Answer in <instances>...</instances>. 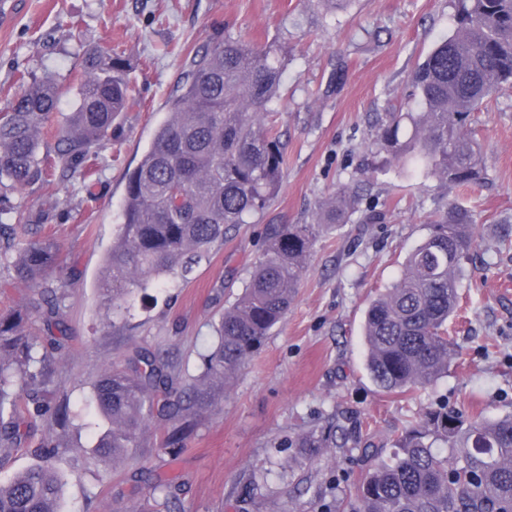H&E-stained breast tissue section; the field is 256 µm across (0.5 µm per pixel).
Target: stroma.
I'll return each mask as SVG.
<instances>
[{
  "label": "stroma",
  "instance_id": "1",
  "mask_svg": "<svg viewBox=\"0 0 512 512\" xmlns=\"http://www.w3.org/2000/svg\"><path fill=\"white\" fill-rule=\"evenodd\" d=\"M453 15V0H345L333 9L320 0H15L0 21V109L22 78L49 74L65 89L60 112H72L84 55L121 52L134 64L137 93L118 118L122 134L102 143L89 175L58 176L14 197L17 231L52 236L61 248L63 269L49 284L65 297L68 336L54 352L55 381L72 409L90 413L101 372L128 369L140 349L173 360L181 383L195 384L215 324L262 256L265 227L315 223L320 203L345 185L354 198L345 223L320 230L285 318L178 455L161 451L169 425L155 416L135 458L118 468L92 456L86 431L40 421L0 455V483L37 464L33 450L49 435L57 447L48 463L67 479L61 512H138L146 502L156 512H357V486L431 403L482 419L512 413V247L498 239L500 225L512 224V88L471 116L485 160L472 188L383 164L372 143L417 62L453 32ZM218 28L288 45L273 114L285 180L267 212L232 227L188 280L130 301L123 320L108 321L98 283L126 177L164 119L189 51ZM452 204L480 226L448 323L458 354L431 387L382 392L364 366V310ZM331 430L326 447L298 445ZM157 481L166 494L154 492Z\"/></svg>",
  "mask_w": 512,
  "mask_h": 512
}]
</instances>
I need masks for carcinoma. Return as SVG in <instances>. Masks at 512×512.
I'll use <instances>...</instances> for the list:
<instances>
[{
  "label": "carcinoma",
  "mask_w": 512,
  "mask_h": 512,
  "mask_svg": "<svg viewBox=\"0 0 512 512\" xmlns=\"http://www.w3.org/2000/svg\"><path fill=\"white\" fill-rule=\"evenodd\" d=\"M288 68V45L258 48L216 32L191 57L168 100L149 148L128 173L126 196L100 295L122 318L136 292L187 280L224 241L230 227L249 224L268 209L285 178V147L260 114L273 111ZM76 88L75 110L58 116L62 86L33 78L0 111V234L13 280L45 287L61 265L51 237L15 236L5 223L16 209L10 194L38 182L47 170L76 172L92 148L117 135V116L132 98L133 66L123 54H88ZM512 84V0H455V30L441 38L414 68L411 90L396 112L374 126L373 144L385 163L422 169L448 184L468 187L485 162L469 138L471 113L501 86ZM56 128L55 155L42 152ZM352 197L341 187L320 205L317 224H274L263 258L244 292L221 314L217 344L202 355L199 384L174 391L172 362L138 356L130 370L112 369L96 381L92 400L101 422L95 454L119 464L142 445L157 404L173 421L164 449L175 451L197 417L224 397V387L281 322L306 268L319 225L337 224ZM408 254L404 273L365 313L366 367L386 393L434 385L448 374L456 348L448 319L458 306L467 258L479 234L469 213L448 208L445 224ZM41 304L0 313V452L22 440L14 387H29L30 423L67 427L79 416L67 399L51 401L53 354L32 342L28 323ZM356 490L361 512H508L512 510V414L493 421L436 403L395 441ZM66 482L50 467L34 465L0 484V512H58Z\"/></svg>",
  "instance_id": "carcinoma-1"
}]
</instances>
